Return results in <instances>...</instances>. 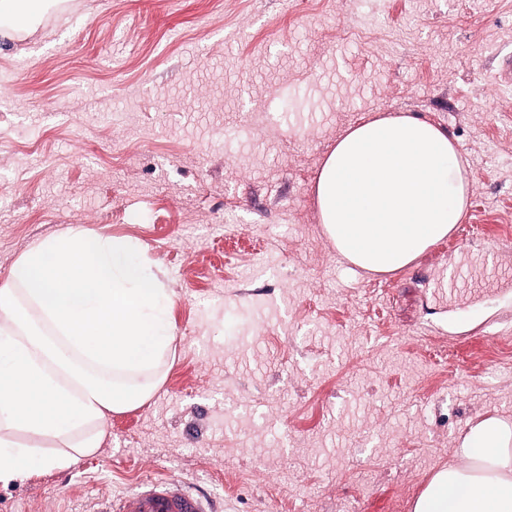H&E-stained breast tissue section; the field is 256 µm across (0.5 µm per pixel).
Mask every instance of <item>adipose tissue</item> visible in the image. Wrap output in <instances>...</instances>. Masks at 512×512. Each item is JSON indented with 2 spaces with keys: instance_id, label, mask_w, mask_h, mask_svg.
Listing matches in <instances>:
<instances>
[{
  "instance_id": "adipose-tissue-1",
  "label": "adipose tissue",
  "mask_w": 512,
  "mask_h": 512,
  "mask_svg": "<svg viewBox=\"0 0 512 512\" xmlns=\"http://www.w3.org/2000/svg\"><path fill=\"white\" fill-rule=\"evenodd\" d=\"M468 181L447 132L418 116L349 128L317 179L316 202L337 252L372 273L410 264L460 224ZM414 512H512V422L485 417L462 436Z\"/></svg>"
}]
</instances>
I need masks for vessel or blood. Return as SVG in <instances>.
<instances>
[{
    "mask_svg": "<svg viewBox=\"0 0 512 512\" xmlns=\"http://www.w3.org/2000/svg\"><path fill=\"white\" fill-rule=\"evenodd\" d=\"M100 512H212V508L208 499L193 493L188 485L166 477L110 500Z\"/></svg>",
    "mask_w": 512,
    "mask_h": 512,
    "instance_id": "vessel-or-blood-1",
    "label": "vessel or blood"
}]
</instances>
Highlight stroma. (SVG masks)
Wrapping results in <instances>:
<instances>
[{"mask_svg": "<svg viewBox=\"0 0 512 512\" xmlns=\"http://www.w3.org/2000/svg\"><path fill=\"white\" fill-rule=\"evenodd\" d=\"M512 0H49L0 36V284L67 228L137 244L170 305L165 376L100 448L0 485V512H96L178 477L214 512H413L470 423L512 420ZM444 128L463 241L376 274L316 183L352 124Z\"/></svg>", "mask_w": 512, "mask_h": 512, "instance_id": "1", "label": "stroma"}]
</instances>
